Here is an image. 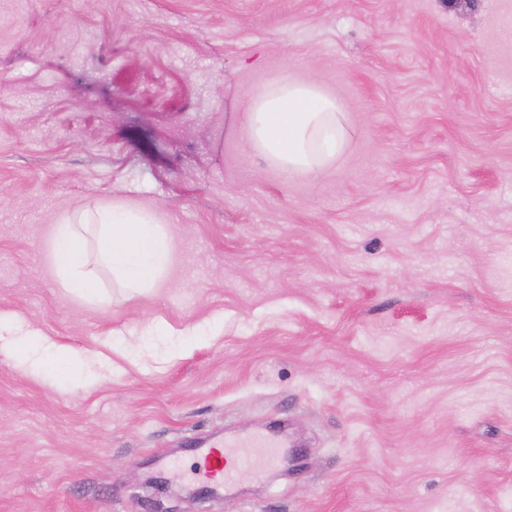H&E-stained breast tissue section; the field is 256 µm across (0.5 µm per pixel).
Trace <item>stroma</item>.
<instances>
[{
  "mask_svg": "<svg viewBox=\"0 0 512 512\" xmlns=\"http://www.w3.org/2000/svg\"><path fill=\"white\" fill-rule=\"evenodd\" d=\"M277 79L345 107L318 176L241 130ZM92 200L164 216L156 288H63ZM1 318L84 374L0 334V512H512V0H0ZM47 342L48 341L46 337L40 334V332L37 330H29L22 334V337L16 346V357L19 363L24 365L26 362L27 354L29 352L43 348ZM78 359V354L71 349L64 347L53 349L51 363L54 367L55 377L62 381H70L77 377L79 373ZM285 445L272 437L271 442H254L232 453L222 448H198L201 462L200 476L204 481L222 480L230 485V480L238 471L248 467L271 469L278 465L283 455L275 448Z\"/></svg>",
  "mask_w": 512,
  "mask_h": 512,
  "instance_id": "35a3bbf8",
  "label": "stroma"
}]
</instances>
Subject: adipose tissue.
I'll return each mask as SVG.
<instances>
[{"mask_svg":"<svg viewBox=\"0 0 512 512\" xmlns=\"http://www.w3.org/2000/svg\"><path fill=\"white\" fill-rule=\"evenodd\" d=\"M241 125L251 151L289 174L318 175L348 137L342 106L313 82L259 88ZM91 245L121 288L151 290L172 258V240L154 211L120 202L85 207L55 225L48 251L62 286L86 299L99 298L101 288L89 267Z\"/></svg>","mask_w":512,"mask_h":512,"instance_id":"ef3b65f1","label":"adipose tissue"}]
</instances>
